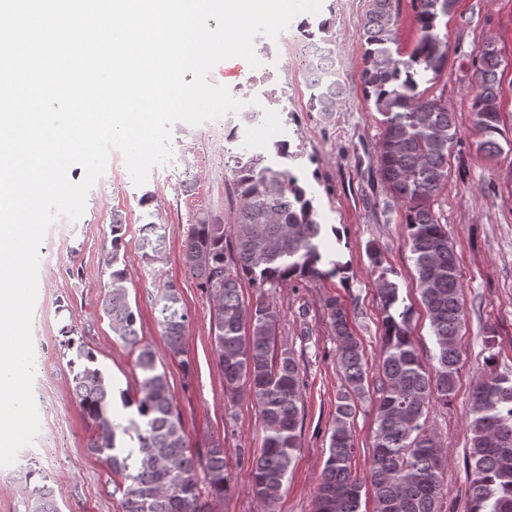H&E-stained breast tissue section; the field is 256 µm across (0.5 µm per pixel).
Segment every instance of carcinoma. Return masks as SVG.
I'll use <instances>...</instances> for the list:
<instances>
[{
  "label": "carcinoma",
  "mask_w": 512,
  "mask_h": 512,
  "mask_svg": "<svg viewBox=\"0 0 512 512\" xmlns=\"http://www.w3.org/2000/svg\"><path fill=\"white\" fill-rule=\"evenodd\" d=\"M363 22L365 49L363 96L373 104L382 126L377 146V173L389 196L403 208L404 232L417 274V287L435 343L434 363L423 362L412 333V309L400 297L393 269L385 266L380 247L370 241L365 251L377 274L382 309V348L371 369L355 335L349 310L335 298L326 315L336 338V368L343 387L329 434L328 456L314 493L315 512H360L362 491L370 488L374 512H445L444 460L434 430L427 426L432 405L448 404L456 391L462 361L460 336L465 305L455 246L432 202L448 178V151L458 137L454 114L437 99L419 90L428 76H438L448 61L442 18L454 0H412L418 38L409 51L398 38L400 0H369ZM501 56L492 41L478 50L471 115L480 133L478 149L489 158L503 151L507 140L500 118ZM344 88L309 89V111L328 117ZM234 224L201 216L190 225L184 264L212 301L210 327L214 354L224 376V392L235 397L248 389L262 420L259 453L252 457V489L270 509L280 500L288 471L301 448L302 381L299 366L277 345L281 311L260 295L243 299L242 280L255 288H275L294 279L337 276L346 266L331 261L318 267L323 225L317 221L313 199L303 177L254 153L235 155ZM122 222L112 218L110 270L103 312L112 334L137 350L140 381L136 397L120 392L124 407L135 406L128 425L113 422V385L81 349L73 377L75 394L93 435L92 453L102 457L121 494V512H206L202 495L222 497L229 489L230 471L224 449L190 451L180 413L173 405L166 374L149 346L140 342L138 310L118 268L124 247ZM138 248L153 262L161 259L165 236L154 221L143 225ZM158 324L171 351L183 353L188 322L178 289L168 284L157 298ZM497 332L488 327L485 343L491 350L486 370L471 390L466 459L469 512H512V376L497 371ZM375 382V423L369 467L352 470L354 453L351 420L357 401ZM31 512H59L47 479L30 488Z\"/></svg>",
  "instance_id": "carcinoma-1"
}]
</instances>
